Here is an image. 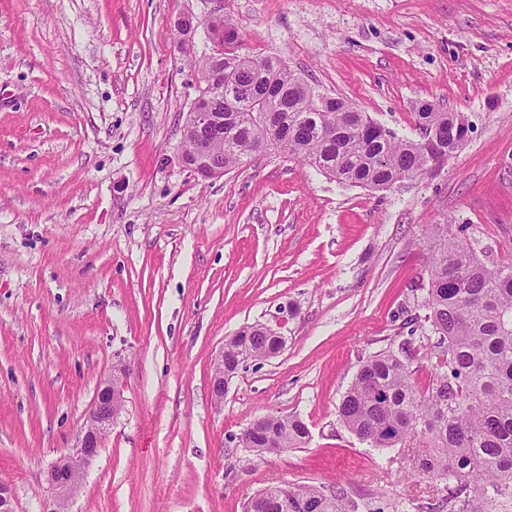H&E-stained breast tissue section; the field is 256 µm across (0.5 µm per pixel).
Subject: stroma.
Returning <instances> with one entry per match:
<instances>
[{
    "label": "stroma",
    "mask_w": 512,
    "mask_h": 512,
    "mask_svg": "<svg viewBox=\"0 0 512 512\" xmlns=\"http://www.w3.org/2000/svg\"><path fill=\"white\" fill-rule=\"evenodd\" d=\"M238 53L270 55L406 137L428 101L473 124L435 173L371 190L263 151L218 179L183 167L197 95L177 17L212 0H0V479L52 498L98 387L124 409L66 512H244L271 483L342 487L360 512H448L416 449L373 448L338 406L366 359L408 340L431 224L512 259V0H223ZM279 325L223 403L224 342ZM296 415L300 447L247 455ZM307 436L308 428L299 416L268 414L244 431L242 448L260 454L276 452L298 447Z\"/></svg>",
    "instance_id": "stroma-1"
}]
</instances>
